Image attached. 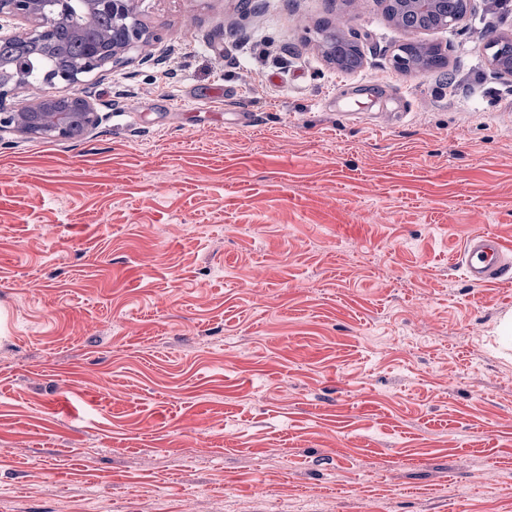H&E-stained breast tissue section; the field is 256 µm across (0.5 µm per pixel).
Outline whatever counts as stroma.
Wrapping results in <instances>:
<instances>
[{
	"label": "stroma",
	"instance_id": "1",
	"mask_svg": "<svg viewBox=\"0 0 512 512\" xmlns=\"http://www.w3.org/2000/svg\"><path fill=\"white\" fill-rule=\"evenodd\" d=\"M486 4L138 0L90 134L0 130V512H512V287L456 262L512 242ZM447 0H380L384 8H393V21L402 28L405 18H409V14L428 15L436 11L437 5ZM510 249L494 233L480 232L466 243L459 264L473 286L512 284V263L506 261Z\"/></svg>",
	"mask_w": 512,
	"mask_h": 512
}]
</instances>
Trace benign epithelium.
Returning a JSON list of instances; mask_svg holds the SVG:
<instances>
[{"label": "benign epithelium", "mask_w": 512, "mask_h": 512, "mask_svg": "<svg viewBox=\"0 0 512 512\" xmlns=\"http://www.w3.org/2000/svg\"><path fill=\"white\" fill-rule=\"evenodd\" d=\"M56 5V16L60 20L67 18L71 0H0V39L10 36L5 31L7 22L21 20L31 25L25 34L27 38H38L46 33L42 21V6L46 2ZM386 8L392 9L393 21L403 26L409 14L428 15L438 12V16L447 26L457 25L461 17L441 5V0H380ZM89 12L98 11L112 14V56L94 57L75 64L68 70L51 72L46 83L53 85L64 82L71 86L79 85L88 75L108 64H119L125 56L146 42V32L141 24L133 22L136 0H83ZM22 85L20 67L13 65L6 69L0 66V124L12 125L17 130L41 137L66 138L76 125L81 132L87 133L99 122V117L89 96L82 90L70 95L50 93L24 107L13 109L3 105L8 94Z\"/></svg>", "instance_id": "obj_1"}]
</instances>
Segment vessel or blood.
Returning a JSON list of instances; mask_svg holds the SVG:
<instances>
[{"label": "vessel or blood", "instance_id": "vessel-or-blood-1", "mask_svg": "<svg viewBox=\"0 0 512 512\" xmlns=\"http://www.w3.org/2000/svg\"><path fill=\"white\" fill-rule=\"evenodd\" d=\"M511 251L496 234L481 232L467 241L460 264L474 286L511 285L512 262L506 259Z\"/></svg>", "mask_w": 512, "mask_h": 512}]
</instances>
